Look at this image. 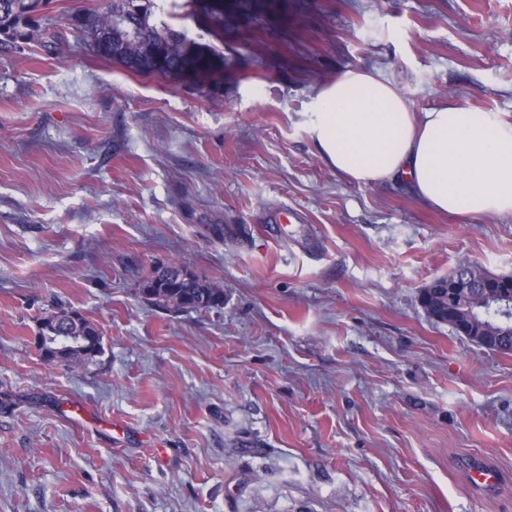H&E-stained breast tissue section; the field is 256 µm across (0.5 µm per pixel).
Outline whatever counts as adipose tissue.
Here are the masks:
<instances>
[{"mask_svg": "<svg viewBox=\"0 0 512 512\" xmlns=\"http://www.w3.org/2000/svg\"><path fill=\"white\" fill-rule=\"evenodd\" d=\"M307 129L361 186L396 182L430 208L512 214V124L460 104L415 111L382 72L349 68L318 90Z\"/></svg>", "mask_w": 512, "mask_h": 512, "instance_id": "obj_1", "label": "adipose tissue"}]
</instances>
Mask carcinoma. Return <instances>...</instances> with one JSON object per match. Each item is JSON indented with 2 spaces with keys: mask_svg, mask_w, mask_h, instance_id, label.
<instances>
[{
  "mask_svg": "<svg viewBox=\"0 0 512 512\" xmlns=\"http://www.w3.org/2000/svg\"><path fill=\"white\" fill-rule=\"evenodd\" d=\"M19 11L0 17V32L18 27L23 15L30 13L29 6L37 0H16ZM129 0H112V7L102 15L88 14L74 18L73 26L91 38V46L101 57L122 64L124 67L143 73H154L157 69L155 56L162 52L166 58L164 75L185 71L205 72L210 60L201 54L187 61L183 57L181 42L186 37L178 31L150 23L154 0H145L143 11L135 21V39L112 44V18L128 9ZM207 234L219 242L224 238L240 239L245 229L242 226L205 225ZM458 276H466L479 282L488 277V272L479 265L463 262L452 273L434 279L422 291L421 303L429 318L437 323L448 322V305L445 302V287ZM142 294L152 305L166 310L203 311L224 306V290L188 270L176 261L166 262L152 268L144 281ZM484 324L474 326L479 336L476 344L499 353L512 352V314L504 315L490 308L483 314ZM53 318L46 315L39 320L38 337L35 344L43 363L84 366L104 353L103 335L100 329L83 314L73 321L72 334L48 332L46 327Z\"/></svg>",
  "mask_w": 512,
  "mask_h": 512,
  "instance_id": "cac0c4a2",
  "label": "carcinoma"
}]
</instances>
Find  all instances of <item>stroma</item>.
Listing matches in <instances>:
<instances>
[{"label":"stroma","mask_w":512,"mask_h":512,"mask_svg":"<svg viewBox=\"0 0 512 512\" xmlns=\"http://www.w3.org/2000/svg\"><path fill=\"white\" fill-rule=\"evenodd\" d=\"M183 2L151 22L212 56L204 75L57 38L112 0H51L46 35L0 53V512H512V353L420 303L463 262L512 274V215L354 184L306 128L351 67L415 111L512 123V0ZM172 259L223 307L149 306L140 282ZM60 304L101 329L96 362H41ZM474 455L498 489H470Z\"/></svg>","instance_id":"stroma-1"}]
</instances>
